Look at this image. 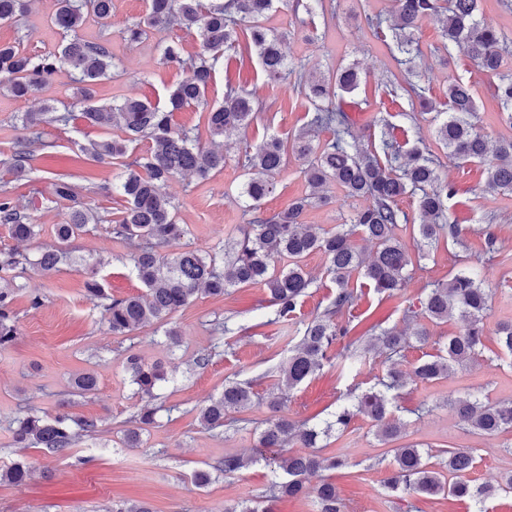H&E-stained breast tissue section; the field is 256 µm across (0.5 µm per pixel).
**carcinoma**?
<instances>
[{
    "instance_id": "carcinoma-1",
    "label": "carcinoma",
    "mask_w": 512,
    "mask_h": 512,
    "mask_svg": "<svg viewBox=\"0 0 512 512\" xmlns=\"http://www.w3.org/2000/svg\"><path fill=\"white\" fill-rule=\"evenodd\" d=\"M29 0H0V24L10 23L27 11ZM480 0H395L386 16H365V25L373 36L390 50L400 54V65L412 62L419 53L414 46V31L426 19L439 17L442 38L464 50L483 72L494 75V96L500 101L506 120L512 125V73L502 71L508 38L493 23L480 15ZM288 0H147L140 19L126 24L122 34L129 42L145 40L153 30L177 26L196 34L199 46L195 54L182 56L180 44L172 41L162 48L161 60L178 63L186 69L185 77L170 92L164 108L148 101L125 98L119 103L94 105L92 86L112 74L116 68L112 48L104 41H88L78 31L90 17L112 19V0H55L51 21L64 35L57 50L33 54L21 47L23 38L0 44V89L15 99H22L32 87L45 84L62 69L73 72L77 94L83 105L79 115L70 106L63 111L49 105L39 112H24L19 121L23 135L12 142L10 157L3 161L12 181L28 179L35 157V145L43 141L42 125L64 126L81 119L91 127H112L119 133L91 140L79 148L94 160L120 166L123 179L117 187L126 206L112 219V236L120 241H140L142 246L126 256L146 294L111 298L91 269L85 281L87 298L104 304L106 323L114 335H125L147 324L159 323L189 306L198 293L220 297L232 288L260 284L274 307L273 323L294 319L300 300L313 283L301 261L312 252L322 253L327 272L336 284L329 307L303 324L298 342L279 366L281 393L269 401L273 415L258 436L261 448H280L284 453L267 460L274 474L270 497H298L307 493L308 477L318 470L335 471L348 467L341 456L324 457L317 452L321 440L332 432L344 434L353 422L363 417L378 440L391 442L402 435L403 423L395 418L399 390L407 379L430 384L446 379L468 366L488 350L483 318L489 310L492 291L482 286L469 269H460L438 283L420 300V309H404L407 317L422 316L430 323H446L455 318L463 330L437 342L435 352L420 358L411 371L399 368L404 352L429 340L428 329L421 325L409 334L396 326H371L359 336H349L357 328L350 315L360 289L371 288L388 299H399L406 288L408 267L413 265L408 246L397 236L408 215L397 205L410 194L416 198L418 244L428 246L446 239L463 244L459 225L450 221L448 199L455 186L441 177L431 150L426 145L409 149L390 134L386 120L379 142L364 140L352 132V125L336 99L339 93H352L361 83L355 66L340 68L330 74L300 67L297 89L308 103L307 121L288 143L272 135L260 144L239 148L237 164L245 172L239 196L252 212L240 235L224 243V258L203 255L189 249L176 255L160 252L164 244L183 238L186 225L179 223L177 208L166 192L177 176L191 175L202 180L224 170L227 155L222 150H205L189 133L173 122L174 113L191 107H206L207 129L213 137H229L248 127L259 110L254 93L228 83L224 99L207 106L206 94L216 72L224 65V56L241 60L257 57L269 81L288 80V58L282 45L288 32L274 33L265 25L269 12ZM403 91L418 101L426 114L435 112L439 121L436 136L448 159L460 167L468 163L482 166L485 174L483 192H512V138L491 140L471 121L477 112L471 85L460 77L448 78L442 99L427 95V89L406 81ZM324 131L331 140L320 143ZM303 161L302 174L308 193L298 196L288 208L272 214L262 211V201L276 189V177L288 166V153ZM337 188L345 198H363L350 227L313 232L302 217L315 205L330 202L328 192ZM56 201L74 202L63 222L55 225L59 243L86 231L101 217L77 202L74 185L59 174L51 183ZM0 224L18 241H31L39 235L38 225L26 209L0 190ZM361 235L374 245L369 257L356 249L352 236ZM67 258L62 248L41 251L35 265L52 270ZM29 258L19 252L0 251V271L24 268ZM14 288L0 281V348L12 344L18 330L13 319ZM347 317L343 323L340 318ZM348 343L332 352L336 343ZM493 341L503 353L512 355V322L498 324ZM374 352L389 362L386 372L373 387L347 390L346 403L319 422L293 420L281 414L288 405L290 392L318 375L326 366L341 360L340 367L360 371L363 356ZM124 368L142 396L156 398L155 390L166 381V371L159 363H147L138 354L126 357ZM74 393L82 396L97 389L91 372L78 373L72 380ZM251 387L229 382L217 397H210L199 409L200 425L207 429L237 427L242 419L235 414L252 403ZM448 407L468 432L493 437L512 433V402H492L479 395L448 401ZM160 408L144 405L132 416L125 430V444L138 448L140 436L156 423ZM12 441L16 448H44L63 455L79 439L97 432L95 418L75 417L67 404L58 405L55 415L29 414L15 420ZM298 451H292V448ZM392 468L384 486L425 498L447 495L483 503L499 493H512V473L497 486L475 484L467 474L476 463L475 449L454 448L435 456L416 444L393 449ZM244 466L242 457L227 453L216 470L230 475ZM28 477L27 464L21 461L0 470V483L20 486ZM311 493L317 512H344L336 484L324 479Z\"/></svg>"
}]
</instances>
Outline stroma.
Listing matches in <instances>:
<instances>
[{"label": "stroma", "mask_w": 512, "mask_h": 512, "mask_svg": "<svg viewBox=\"0 0 512 512\" xmlns=\"http://www.w3.org/2000/svg\"><path fill=\"white\" fill-rule=\"evenodd\" d=\"M393 6V0H336V14L328 19L319 15L311 18L304 9L282 6L268 15L266 24L277 31L288 30L284 51L295 64L323 73L357 64L361 86L341 100L356 135L379 138L380 123L385 120L398 141L411 144L421 140L432 147L436 126L429 116L408 99L394 101L384 92L390 79H406L405 70L397 66L386 46L360 27L365 15L386 14ZM144 10L145 0H113L110 21H92L84 27V39L110 41L120 70L118 77L98 82L97 102L134 97L161 103L183 78L177 65L161 63L159 46L176 40L189 55L198 46L196 34L175 27L150 33L139 43L124 41L122 28ZM52 11V0H30L27 13L17 23L0 25V42L20 36L27 50L44 53L56 49L63 35L50 22ZM415 37L421 54L414 70L430 96H439L449 77L462 78L470 83L477 100L478 127L495 138L512 136V125L504 122L502 108L492 95V77L458 48H444L439 22L425 20ZM230 80L255 91L265 104L240 133L249 144H259L273 133L293 136L304 125L306 102L292 85L266 82L254 61L226 60L207 92L209 103L222 101L224 85ZM59 101L69 105L77 101L76 85L64 71L20 101L0 91V162L10 156L11 142L18 134L17 113L37 112ZM44 131L48 148L36 150L28 183L12 190L14 199L28 207L35 223L40 224V235L20 244L0 225V250L15 249L32 260L41 249L54 244L55 226L68 210L67 202L51 200L55 175H70L85 207L104 214L124 205L122 197L109 193L120 174L119 166L75 157L78 145L104 137V130L78 121L48 125ZM439 172L456 188L448 209L453 223L462 229L464 244L442 243L431 250L411 271L404 297L408 304H417L432 284L447 280L451 271L475 268L485 287L493 291L484 318L485 331L491 335L500 322L512 320V193H484L483 170L474 164L458 168L445 161ZM242 180V171L232 160L223 172L204 181L173 179L167 192L189 233L168 243L165 253L187 247L211 253L237 236L249 220L237 199ZM306 190L300 162L289 160L275 193L264 200L262 208L269 213L284 210ZM489 232L496 236L498 246L491 257L486 255L484 243ZM133 248V243L113 241L112 224L105 220L91 225L87 233L71 242L72 263L49 272L32 264L23 272L6 273V280L16 288L13 310L18 336L12 345L0 349V468L23 460L33 472L25 485L0 483V512H112L113 502L119 500L146 503L152 512H224L225 506L238 501L265 497L270 480L265 462L269 452L257 447L256 440L270 415L268 396L278 382V368L288 357L293 338L335 295L336 285L325 271L324 256L314 252L303 260L314 282L293 321L272 323L273 309L266 290L249 285L221 297L198 295L188 307L172 314L166 324H151L115 336L107 329L102 307L86 297L84 266L101 265L105 290L112 296L143 293V285L125 262ZM35 293L43 298L37 309L29 303ZM354 313L367 326L405 324L404 312L396 301L372 292L362 295ZM221 322L228 324L229 333L218 331ZM169 325L182 336L181 346L175 349L166 344L164 331ZM131 352L149 363L162 362L170 378L162 391V402L171 413L144 434L137 448L124 444L128 421L143 404L123 369V361ZM202 357L207 360L203 366L198 363ZM85 371L96 376L98 389L86 396L73 395L71 380ZM382 371L378 357L367 358L356 375L336 367L324 368L292 392L284 413L294 420L325 417L335 411L338 397L349 386L367 388ZM230 381L248 384L254 394L253 404L242 413L248 421L246 428L234 434L203 429L198 420L200 406L208 397L220 395ZM471 393L484 394L493 401H512V357H480L445 382L407 383L401 392L398 416L406 425V441L435 452L448 447L475 449L477 463L470 479L477 484H495L512 472V454L504 452L503 437L467 432L447 406L448 400ZM63 401L68 402L73 415L99 419V431L82 438L64 455L13 446L15 417L50 415ZM423 403L431 405V413L415 417L414 408ZM227 453L248 458V465L232 475L213 474L208 486L196 488L191 482L194 471L208 469ZM323 453L343 454L350 462L349 467L331 474L345 512H406L411 505L420 512H475L474 504L466 499L425 500L385 491V461L391 456V446L375 437L366 419H356L351 432L330 440Z\"/></svg>", "instance_id": "stroma-1"}]
</instances>
